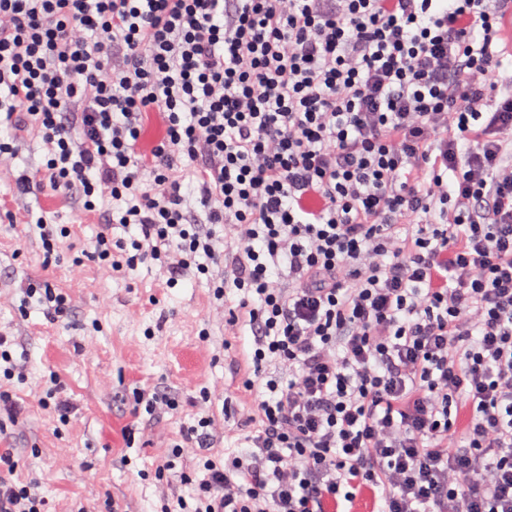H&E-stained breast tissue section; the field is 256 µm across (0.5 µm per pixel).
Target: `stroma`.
<instances>
[{"mask_svg": "<svg viewBox=\"0 0 512 512\" xmlns=\"http://www.w3.org/2000/svg\"><path fill=\"white\" fill-rule=\"evenodd\" d=\"M43 157L28 138L15 156L0 158V334L11 340L14 357L28 362L24 378L0 383L26 404L22 423L0 437V447L18 460L17 478L39 483L50 512L76 505L85 512L116 505L155 512L157 457L178 443L200 408L212 415L215 452L236 450L251 405L243 386L253 374L249 338L194 278L169 288L154 264L140 265L131 279L103 272L86 256L99 212L51 192L13 195L20 171L35 169ZM37 211L73 227L48 268L39 263V234L27 223ZM45 278L73 305L63 324L23 299L22 281ZM55 378L71 405L64 420L43 403ZM153 387L171 392L179 409L154 420L134 415V392Z\"/></svg>", "mask_w": 512, "mask_h": 512, "instance_id": "35a3bbf8", "label": "stroma"}]
</instances>
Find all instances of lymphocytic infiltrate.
Segmentation results:
<instances>
[{"label":"lymphocytic infiltrate","instance_id":"lymphocytic-infiltrate-1","mask_svg":"<svg viewBox=\"0 0 512 512\" xmlns=\"http://www.w3.org/2000/svg\"><path fill=\"white\" fill-rule=\"evenodd\" d=\"M512 0H0L16 195L112 198L90 257L205 277L250 337L245 447L198 416L160 512H512ZM163 113L150 156L143 117ZM122 235H114V228ZM53 321L68 298L22 283ZM277 373H269V366ZM202 473L192 499L173 457ZM0 452V512H47Z\"/></svg>","mask_w":512,"mask_h":512}]
</instances>
